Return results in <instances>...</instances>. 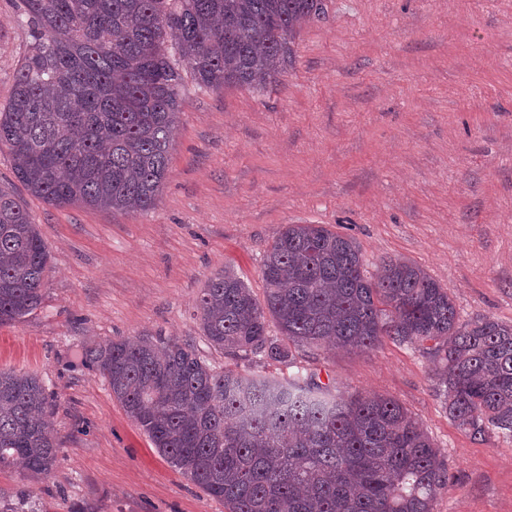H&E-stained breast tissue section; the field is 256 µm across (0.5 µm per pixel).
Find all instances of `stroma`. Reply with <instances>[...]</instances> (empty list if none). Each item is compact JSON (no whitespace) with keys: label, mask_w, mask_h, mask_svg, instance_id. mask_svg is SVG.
Instances as JSON below:
<instances>
[{"label":"stroma","mask_w":512,"mask_h":512,"mask_svg":"<svg viewBox=\"0 0 512 512\" xmlns=\"http://www.w3.org/2000/svg\"><path fill=\"white\" fill-rule=\"evenodd\" d=\"M28 42L14 0H0V107ZM294 52L261 90L187 84L149 212L48 205L0 150V188L50 256L40 308L0 325V369L37 376L55 402L58 462L33 488L45 512H225L80 355L160 334L220 370L288 375L214 349L196 312L226 268L263 297L264 250L282 225L354 238L370 274L408 259L447 288L461 321L512 324V0H327ZM297 360L332 392L391 397L424 427L450 476L434 512H512V435L459 429L425 348L386 340Z\"/></svg>","instance_id":"1"}]
</instances>
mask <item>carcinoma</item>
<instances>
[{"label":"carcinoma","instance_id":"1","mask_svg":"<svg viewBox=\"0 0 512 512\" xmlns=\"http://www.w3.org/2000/svg\"><path fill=\"white\" fill-rule=\"evenodd\" d=\"M30 40L0 108V149L28 193L51 205L124 214L155 206L166 180L181 91L263 88L292 63V40L326 0H19ZM48 251L31 215L0 190V324L42 304ZM264 300L230 270L196 305L203 335L233 359L293 364V351L423 344L448 418L478 438L512 433V325L462 323L447 289L388 257L366 274L357 242L287 224L268 245ZM279 335L271 336L269 323ZM81 363L184 476L226 512H434L448 467L397 401L339 396L210 365L175 339L111 340ZM38 377L0 370V512H40L31 486L58 448Z\"/></svg>","mask_w":512,"mask_h":512}]
</instances>
